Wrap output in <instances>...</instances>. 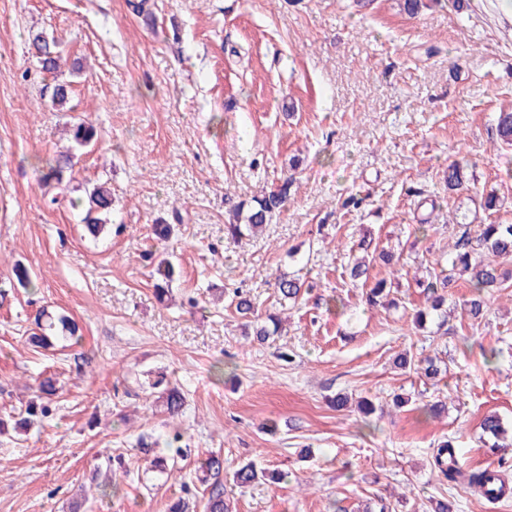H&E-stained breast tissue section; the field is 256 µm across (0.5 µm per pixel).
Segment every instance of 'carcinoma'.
<instances>
[{
    "label": "carcinoma",
    "mask_w": 512,
    "mask_h": 512,
    "mask_svg": "<svg viewBox=\"0 0 512 512\" xmlns=\"http://www.w3.org/2000/svg\"><path fill=\"white\" fill-rule=\"evenodd\" d=\"M29 49L40 65L42 72L58 75L63 61V52L58 42L42 32L29 37ZM70 134L75 145L84 147L91 144L97 138V130L91 124L79 122L70 128ZM498 135L502 142L512 143V112H502L498 117ZM72 167V155L60 154L46 162V172L43 175L45 183L56 182L60 186L64 173ZM465 183L464 165L453 163L448 165L446 185L448 192L454 193ZM292 180L285 179L276 189L269 191L260 198L253 199L250 205L239 202L230 210V218L224 225V234L232 240H239L245 236H255L269 223L273 214L287 201ZM84 208L83 223L86 229L93 235H99L110 221L113 198L112 190L108 183L103 182L93 186L82 201ZM481 245L485 247L488 255H483L469 248V241L461 239L456 243V252L451 257V273L441 276L437 273H429L416 280L417 286L430 300V306L426 309H418L414 314V323L422 327L425 323L437 316L446 318L443 310L448 300V288L456 282V278L465 277L471 288L473 296L466 301L467 314L471 321L475 322L483 318L492 292L504 285V282L512 278V270H504L502 263H512V224H484L479 235ZM13 277L9 280V287L33 288L31 271L20 263L12 268ZM175 265L163 256H156L152 277L155 279L154 290L158 297H163L169 291V284L174 280ZM388 280L381 278L376 280L366 293V301L371 306L384 303L389 295L387 290ZM275 286L281 299L298 301L303 295V283L299 280L280 275L275 279ZM230 305L244 320L245 336H251L254 340L263 343L269 337L278 332V321L275 315L269 314L265 319L255 315V302L251 295L240 288L232 291ZM35 325L37 332L28 337L30 344L36 347H46L49 339L57 335L64 338L78 339L80 327L77 322L65 314H53L45 309L36 313ZM394 365L401 369L412 368L420 376L432 380L440 374V369L435 359L426 357L416 363L412 362L408 354H400L394 360ZM148 386L158 391L157 402L161 403L164 413L174 419L182 414L184 408V396L179 388L170 385L166 375L157 373L155 379L148 381ZM49 404H39L32 401L28 404L25 416L18 420L23 428H29L37 423L41 417L49 414ZM481 427L483 432L497 438L503 432L502 421L497 414H489L484 417ZM183 434L175 429L166 439V447L175 449L172 457L157 456L153 460L156 471L173 476L180 470L177 459L183 458L181 442ZM434 465L444 478L450 482L461 483L478 495L493 502L501 499V495L495 493L489 487L491 480L486 469L464 470L462 465L456 463V450L448 442H443L434 454ZM196 479L203 485L210 479H215L214 485L203 501V512H234L230 505V499L224 495V484L218 479L224 471V458L219 454L210 453L197 459L195 465ZM284 474L280 472H268L259 469L251 462L239 465L232 474V483L243 490L260 481L277 483L282 480ZM182 496L178 497L169 507V512H196L197 496L191 486L184 482L181 485Z\"/></svg>",
    "instance_id": "obj_1"
}]
</instances>
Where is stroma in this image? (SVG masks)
<instances>
[{
    "mask_svg": "<svg viewBox=\"0 0 512 512\" xmlns=\"http://www.w3.org/2000/svg\"><path fill=\"white\" fill-rule=\"evenodd\" d=\"M32 31L83 66L68 108L50 100L52 75L35 73ZM510 108L512 24L497 0L460 11L426 0L414 16L399 0H146L142 15L129 0H0V284L17 262L36 283L0 297V419L22 414L44 376L57 387L41 425L0 434V512H72L84 493L81 512H167L179 482L148 471L133 443L175 428L185 479L213 451L228 473L248 460L285 472L235 494L236 512H429L442 496L459 512H512V497L488 502L433 464L448 439L463 467L512 479V444L480 428L494 412L512 432V286L474 323L457 281L445 325L411 323L426 305L414 276L447 270L461 237L478 247L482 225L512 223V145L496 130ZM78 119L98 139L53 206L42 160L70 147ZM454 161L467 181L451 195ZM289 176L261 237L225 239L228 201ZM99 181L115 203L95 240L74 203ZM490 192L494 212L474 202ZM353 194L364 204L344 208ZM164 221L174 232L162 242L152 227ZM364 239L400 258L389 305L369 307L349 277ZM163 251L178 273L161 301L145 256ZM283 272L312 286L284 310ZM228 284L260 313L280 311L281 335L243 336L220 298ZM43 308L78 321L81 344L27 345ZM401 352L437 358L436 381L395 368ZM219 360L234 377L214 379ZM159 369L185 396L173 421L141 387ZM337 393L377 411L332 408ZM440 397L447 413L424 416ZM116 455L129 473L111 479Z\"/></svg>",
    "mask_w": 512,
    "mask_h": 512,
    "instance_id": "stroma-1",
    "label": "stroma"
}]
</instances>
